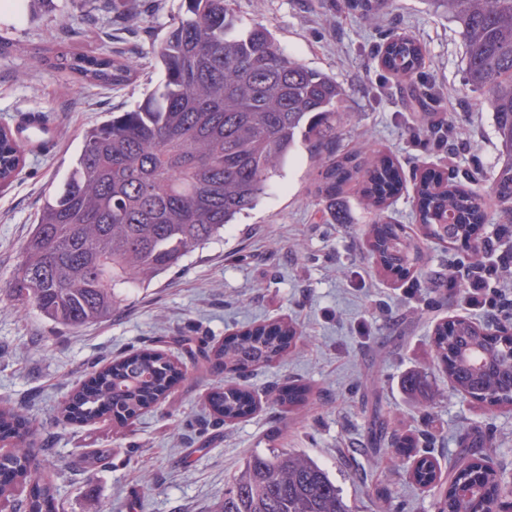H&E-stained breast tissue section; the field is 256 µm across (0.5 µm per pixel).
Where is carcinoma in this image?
<instances>
[{
  "label": "carcinoma",
  "mask_w": 512,
  "mask_h": 512,
  "mask_svg": "<svg viewBox=\"0 0 512 512\" xmlns=\"http://www.w3.org/2000/svg\"><path fill=\"white\" fill-rule=\"evenodd\" d=\"M458 27L465 49L464 78L493 112L501 164L490 194L512 214V0H433ZM387 0H347L348 8L376 16ZM162 79L130 110L88 128L58 188L44 194L33 229L22 246L13 297L32 303L45 318L74 329L112 315L122 289L144 285L178 266L184 257L224 234V228L256 208L271 180L302 145L314 149L320 171L314 194L340 224L336 191L363 180L375 213L371 251L382 271L410 272L421 259L405 225L384 215L400 182L387 158L336 153V106L343 90L336 78L310 69L282 49L259 21L245 22L230 0H180L149 51ZM381 65L396 78L413 80L424 51L409 36L392 35L378 50ZM50 68L95 85L130 84L135 71L115 54L57 52ZM24 150L13 131L0 138V186L22 170ZM416 219L423 235L446 245L470 246L467 267L487 270L499 240L481 238L488 212L485 196L438 172L416 187ZM297 329L288 322L252 328L212 347L206 359L228 378L270 365L287 354ZM454 390L491 405H512V339L458 318L439 324L431 339ZM179 376L166 354L144 348L92 377L59 414L93 422H119L165 398ZM223 421L246 413L251 397L227 383L209 394ZM18 410L0 407V512H56V488L35 483L21 503L15 492L33 480L30 448L18 431ZM483 450L467 446L448 474L437 512H496L502 507L494 469ZM413 481L438 484L434 464L416 462ZM213 512H351L341 490L317 462L288 449L249 457L224 488Z\"/></svg>",
  "instance_id": "obj_1"
}]
</instances>
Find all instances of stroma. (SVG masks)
<instances>
[{"instance_id":"obj_1","label":"stroma","mask_w":512,"mask_h":512,"mask_svg":"<svg viewBox=\"0 0 512 512\" xmlns=\"http://www.w3.org/2000/svg\"><path fill=\"white\" fill-rule=\"evenodd\" d=\"M13 2L0 12V126L11 125L16 106L42 109L57 124L60 143L53 157L27 154L15 180L0 188V402L23 414L26 442L52 461L41 475L57 486V512H212L243 461L272 448L317 461L352 512H436L432 491L409 477L414 458H430L444 476L470 441L487 442L486 464L512 483V409L453 391L430 342L436 324L453 317L485 325L512 320V261L479 279L461 263L466 248L426 241L408 276L384 275L369 254L374 214L360 185L339 196L344 223L329 221L313 194L318 158L307 148L223 238L128 290L111 318L72 330L14 301L9 283L45 191L58 185L84 129L129 110L159 80L147 53L180 0ZM232 6L241 18L267 24L308 68L336 78L343 89L336 147L394 161L402 180L386 213L411 234L419 232L416 185L426 172H448L461 183L473 175L489 190L499 161L493 116L464 84L455 25L429 0H388L375 23L343 0ZM393 32L425 50L415 82L380 65L377 49ZM61 49L122 53L137 78L112 89L56 76L46 61ZM424 102L450 126V140L419 126ZM280 321L296 323L299 338L284 361L241 380L255 407L223 423L208 395L224 373L195 359L198 346ZM145 347L182 369L161 403L125 424L59 420L60 404L78 384ZM413 372L431 381V414L403 388ZM291 387L303 390L297 406H275ZM377 415L387 435L375 443L369 427ZM399 437L417 440L415 456L399 455ZM107 447L108 464L82 465L85 455Z\"/></svg>"}]
</instances>
